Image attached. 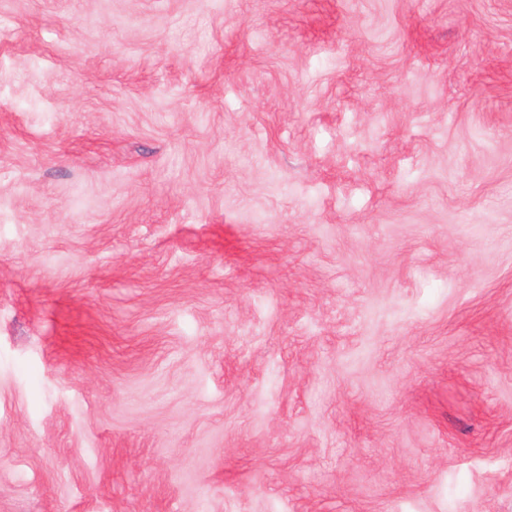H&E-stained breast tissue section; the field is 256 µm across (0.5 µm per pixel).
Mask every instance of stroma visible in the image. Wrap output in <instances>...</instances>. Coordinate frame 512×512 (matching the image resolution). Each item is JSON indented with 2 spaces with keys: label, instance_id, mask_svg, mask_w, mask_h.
Wrapping results in <instances>:
<instances>
[{
  "label": "stroma",
  "instance_id": "obj_1",
  "mask_svg": "<svg viewBox=\"0 0 512 512\" xmlns=\"http://www.w3.org/2000/svg\"><path fill=\"white\" fill-rule=\"evenodd\" d=\"M0 512H512V0H0Z\"/></svg>",
  "mask_w": 512,
  "mask_h": 512
}]
</instances>
